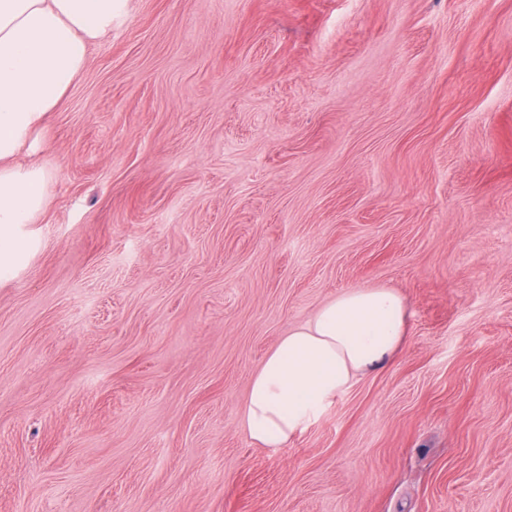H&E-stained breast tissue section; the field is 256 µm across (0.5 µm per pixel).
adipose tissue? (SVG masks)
Returning a JSON list of instances; mask_svg holds the SVG:
<instances>
[{"label": "adipose tissue", "mask_w": 512, "mask_h": 512, "mask_svg": "<svg viewBox=\"0 0 512 512\" xmlns=\"http://www.w3.org/2000/svg\"><path fill=\"white\" fill-rule=\"evenodd\" d=\"M127 0H0V280L24 250L14 226L37 223L49 173L16 158L81 75L90 45L112 31ZM401 294L353 288L281 337L252 379L243 407L249 437L280 448L317 422L356 378L387 363L407 339Z\"/></svg>", "instance_id": "1"}]
</instances>
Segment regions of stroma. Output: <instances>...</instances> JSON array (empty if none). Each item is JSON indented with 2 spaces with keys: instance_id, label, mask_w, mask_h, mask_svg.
Returning <instances> with one entry per match:
<instances>
[{
  "instance_id": "obj_1",
  "label": "stroma",
  "mask_w": 512,
  "mask_h": 512,
  "mask_svg": "<svg viewBox=\"0 0 512 512\" xmlns=\"http://www.w3.org/2000/svg\"><path fill=\"white\" fill-rule=\"evenodd\" d=\"M22 162L0 512H512V0H129ZM409 339L282 448L288 329ZM408 313L392 288H353L288 330L252 379L243 407L249 437L282 448L317 422L356 378L387 363L407 339Z\"/></svg>"
}]
</instances>
